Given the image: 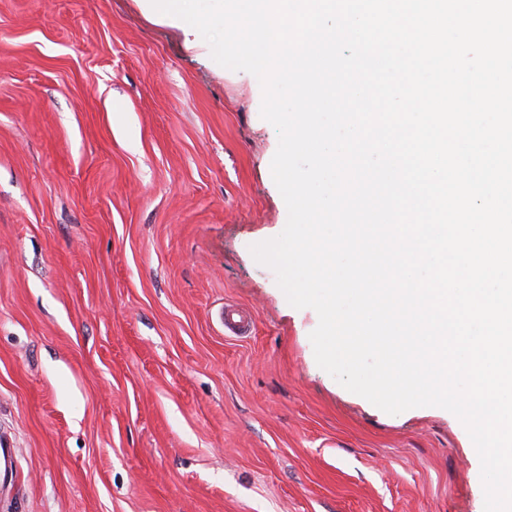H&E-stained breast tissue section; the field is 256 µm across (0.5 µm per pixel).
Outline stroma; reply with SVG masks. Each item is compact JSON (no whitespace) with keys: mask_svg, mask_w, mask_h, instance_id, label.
Returning a JSON list of instances; mask_svg holds the SVG:
<instances>
[{"mask_svg":"<svg viewBox=\"0 0 512 512\" xmlns=\"http://www.w3.org/2000/svg\"><path fill=\"white\" fill-rule=\"evenodd\" d=\"M261 102L139 0H0V512H484L460 420L346 390L254 259ZM220 319L224 324V331L235 336L246 334L252 324L251 316L233 305L224 306L220 312Z\"/></svg>","mask_w":512,"mask_h":512,"instance_id":"stroma-1","label":"stroma"}]
</instances>
